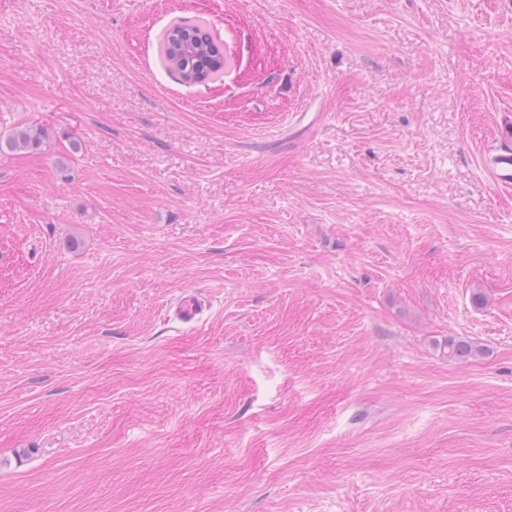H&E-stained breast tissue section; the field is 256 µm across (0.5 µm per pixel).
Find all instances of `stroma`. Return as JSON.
Returning a JSON list of instances; mask_svg holds the SVG:
<instances>
[{
	"instance_id": "1",
	"label": "stroma",
	"mask_w": 512,
	"mask_h": 512,
	"mask_svg": "<svg viewBox=\"0 0 512 512\" xmlns=\"http://www.w3.org/2000/svg\"><path fill=\"white\" fill-rule=\"evenodd\" d=\"M508 123L512 0H0V512H512ZM161 64L183 84H202L224 75V46L209 26L181 18L170 22L158 36ZM483 171L495 187L512 188V131L510 125L503 130L500 145L483 156ZM47 134L43 128L27 126L15 132L7 139L0 138V153L10 151L38 150L44 142ZM480 350L473 342L455 336L448 337L443 344V351L451 360L474 356Z\"/></svg>"
}]
</instances>
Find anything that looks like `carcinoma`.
I'll return each instance as SVG.
<instances>
[{
	"label": "carcinoma",
	"mask_w": 512,
	"mask_h": 512,
	"mask_svg": "<svg viewBox=\"0 0 512 512\" xmlns=\"http://www.w3.org/2000/svg\"><path fill=\"white\" fill-rule=\"evenodd\" d=\"M158 58L161 64L183 84H202L224 75V46L209 26L199 20L181 18L170 22L158 36ZM46 138L43 128L27 126L12 136L0 138V153L33 151ZM443 351L451 360L468 358L480 352L473 342L450 336Z\"/></svg>",
	"instance_id": "1"
}]
</instances>
